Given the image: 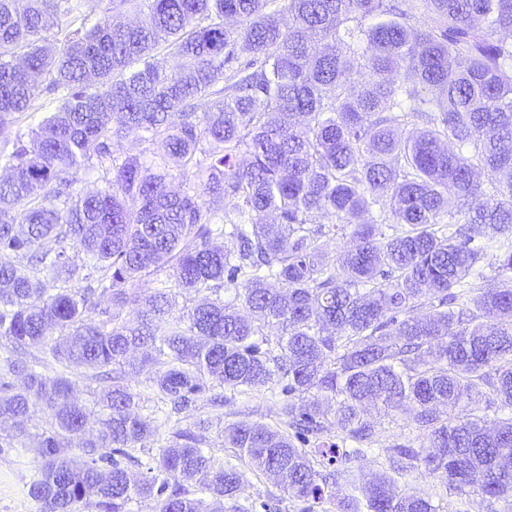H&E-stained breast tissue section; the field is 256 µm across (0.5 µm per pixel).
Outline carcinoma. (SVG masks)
Returning a JSON list of instances; mask_svg holds the SVG:
<instances>
[{
    "label": "carcinoma",
    "mask_w": 512,
    "mask_h": 512,
    "mask_svg": "<svg viewBox=\"0 0 512 512\" xmlns=\"http://www.w3.org/2000/svg\"><path fill=\"white\" fill-rule=\"evenodd\" d=\"M93 2L0 0V137L16 115L44 113L0 154L17 170L0 181V337L94 369L106 414L88 430L65 372L36 357L0 371L1 419L24 436L30 413L46 415L29 488L42 512H127L136 497L153 512H214L185 484L202 477L217 501L242 490L244 472L201 448L205 421L133 472L158 428L122 384L140 369L178 414L217 385L278 378L293 434L230 424L224 446L299 501L332 499L350 457L340 445L373 443L371 409L408 411L421 432L419 447L391 448L394 473L421 465L459 491L512 495V288L473 283L478 241L512 234V0H127L147 10L138 24ZM61 11L78 27L57 47L42 33ZM407 119L425 129L397 135ZM137 132L162 140L178 176L113 155L114 137ZM94 161L112 180L75 191ZM480 170L496 177L492 206ZM451 198L466 206L452 232ZM325 218L354 226L334 267ZM387 222L405 229L386 237ZM226 224L231 246H218ZM73 248L90 258L86 285L49 292L45 274L71 280ZM165 269L170 284L140 288ZM177 290L200 299L170 320ZM483 386L500 400L491 424L458 409ZM312 437L325 474L304 449ZM352 490L339 512H436L385 473Z\"/></svg>",
    "instance_id": "carcinoma-1"
}]
</instances>
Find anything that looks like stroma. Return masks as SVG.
<instances>
[{
  "mask_svg": "<svg viewBox=\"0 0 512 512\" xmlns=\"http://www.w3.org/2000/svg\"><path fill=\"white\" fill-rule=\"evenodd\" d=\"M125 385L140 394L142 416L154 420L159 430L152 442L153 448L166 447L172 440L174 428H192L200 420L210 421L206 432V446L224 462L244 469L246 481L236 498L225 500L223 512H303V502L289 498L280 486L266 474L248 469L236 449L225 447L221 430L228 423H262L275 429H284L280 413V386H266L242 393L225 390L224 406L214 409L209 396H201L195 410L184 413L179 425L166 423L162 404L156 392L146 386L141 375L129 374ZM44 423L42 413H35L26 424L28 433L15 437L12 423H0V512H41L40 506L29 495V484L36 473L38 461L35 439ZM375 449L367 456L349 458L343 469L360 475L388 470L386 448L405 444L419 446L421 436L409 417L402 414L378 416L375 419ZM399 488L429 497L438 505V512H512V497L486 498L476 493H465L448 487L424 469H414L397 476Z\"/></svg>",
  "mask_w": 512,
  "mask_h": 512,
  "instance_id": "obj_1",
  "label": "stroma"
}]
</instances>
